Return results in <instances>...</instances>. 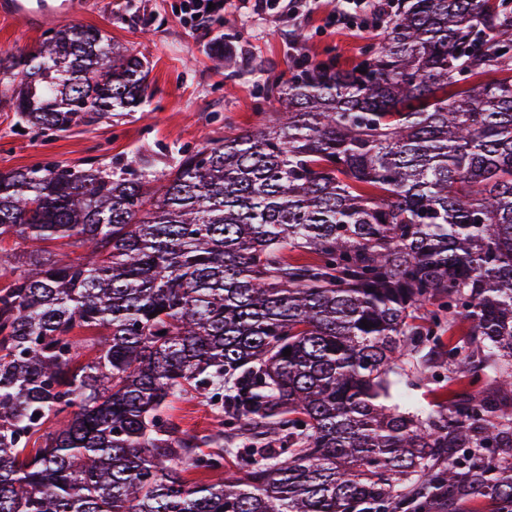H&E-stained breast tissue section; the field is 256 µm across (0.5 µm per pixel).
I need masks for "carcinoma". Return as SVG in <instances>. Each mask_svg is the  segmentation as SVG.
Segmentation results:
<instances>
[{
	"label": "carcinoma",
	"instance_id": "obj_1",
	"mask_svg": "<svg viewBox=\"0 0 512 512\" xmlns=\"http://www.w3.org/2000/svg\"><path fill=\"white\" fill-rule=\"evenodd\" d=\"M365 55L277 82L264 127L166 173L0 170V242L32 244L0 289V512L512 502V8L400 0ZM149 74L63 26L0 51V107L66 132L143 106ZM64 239L83 253L43 248ZM429 351L468 387L431 408L404 368ZM191 390L243 447L201 456L164 418Z\"/></svg>",
	"mask_w": 512,
	"mask_h": 512
}]
</instances>
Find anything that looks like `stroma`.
Here are the masks:
<instances>
[{"instance_id":"35a3bbf8","label":"stroma","mask_w":512,"mask_h":512,"mask_svg":"<svg viewBox=\"0 0 512 512\" xmlns=\"http://www.w3.org/2000/svg\"><path fill=\"white\" fill-rule=\"evenodd\" d=\"M181 0H77L76 23L107 30L149 61V103L112 119L81 124L52 136L17 130L14 113L0 111V170L87 162L146 168L173 167L182 149L254 129L278 103L269 91L280 77L331 59L361 62L366 46L380 44L385 28L336 25V0H314L311 10L288 17L239 5L202 26L179 21ZM54 24L28 27L0 20V50L34 51ZM167 417L197 437L224 427V412L209 395L190 391L173 399Z\"/></svg>"}]
</instances>
